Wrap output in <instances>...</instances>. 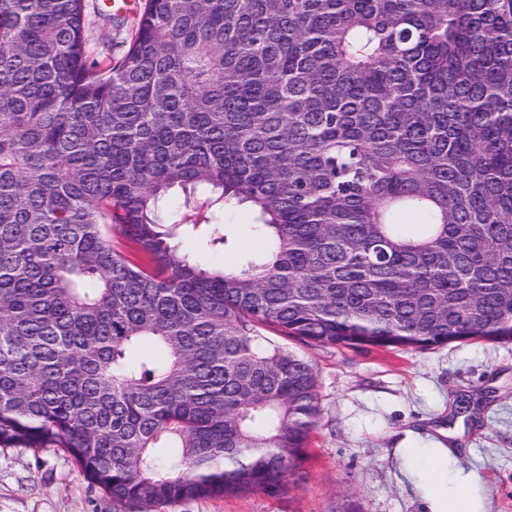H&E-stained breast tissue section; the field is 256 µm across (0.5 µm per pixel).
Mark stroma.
<instances>
[{"instance_id": "stroma-1", "label": "stroma", "mask_w": 512, "mask_h": 512, "mask_svg": "<svg viewBox=\"0 0 512 512\" xmlns=\"http://www.w3.org/2000/svg\"><path fill=\"white\" fill-rule=\"evenodd\" d=\"M106 0H85L95 53L120 56L138 13L104 18ZM231 242L184 250L209 268H233L261 251L244 210L226 214ZM287 345L311 361L322 413L298 474L274 494L254 491L154 507L152 512H431L427 463L406 471L403 448H447L474 480L473 512H512V343L465 340L422 351ZM468 412H460V400ZM0 512H119L58 448H0Z\"/></svg>"}]
</instances>
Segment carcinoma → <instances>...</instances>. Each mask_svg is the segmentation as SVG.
<instances>
[{
	"instance_id": "obj_1",
	"label": "carcinoma",
	"mask_w": 512,
	"mask_h": 512,
	"mask_svg": "<svg viewBox=\"0 0 512 512\" xmlns=\"http://www.w3.org/2000/svg\"><path fill=\"white\" fill-rule=\"evenodd\" d=\"M243 205L240 266L168 243ZM264 329L512 342V0H145L118 58L0 0V447L124 512L276 493L321 404Z\"/></svg>"
}]
</instances>
